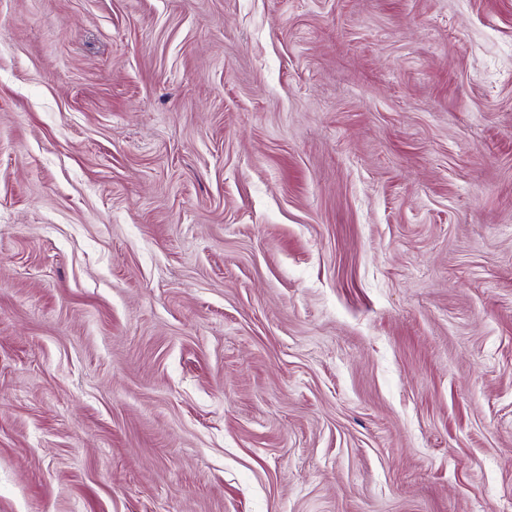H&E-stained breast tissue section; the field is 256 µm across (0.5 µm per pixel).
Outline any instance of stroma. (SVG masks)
<instances>
[{"mask_svg": "<svg viewBox=\"0 0 512 512\" xmlns=\"http://www.w3.org/2000/svg\"><path fill=\"white\" fill-rule=\"evenodd\" d=\"M0 512H512V0H0Z\"/></svg>", "mask_w": 512, "mask_h": 512, "instance_id": "obj_1", "label": "stroma"}]
</instances>
